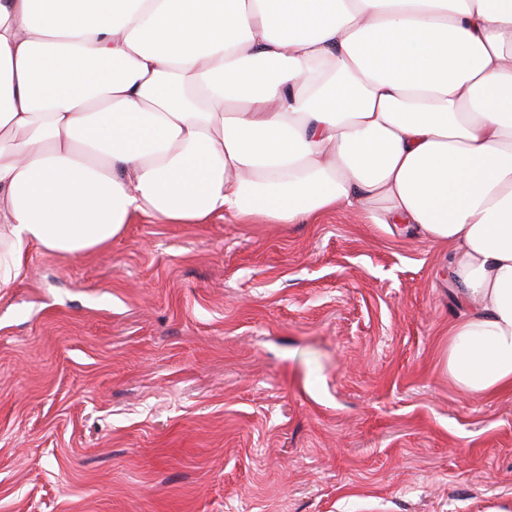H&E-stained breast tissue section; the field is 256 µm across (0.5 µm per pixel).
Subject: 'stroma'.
Returning a JSON list of instances; mask_svg holds the SVG:
<instances>
[{"mask_svg": "<svg viewBox=\"0 0 512 512\" xmlns=\"http://www.w3.org/2000/svg\"><path fill=\"white\" fill-rule=\"evenodd\" d=\"M0 292V512H512L448 253L333 211L135 218Z\"/></svg>", "mask_w": 512, "mask_h": 512, "instance_id": "1", "label": "stroma"}]
</instances>
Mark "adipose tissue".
I'll return each instance as SVG.
<instances>
[{
	"instance_id": "ef3b65f1",
	"label": "adipose tissue",
	"mask_w": 512,
	"mask_h": 512,
	"mask_svg": "<svg viewBox=\"0 0 512 512\" xmlns=\"http://www.w3.org/2000/svg\"><path fill=\"white\" fill-rule=\"evenodd\" d=\"M335 210L448 250V373L512 391V0H0V290L142 216Z\"/></svg>"
}]
</instances>
